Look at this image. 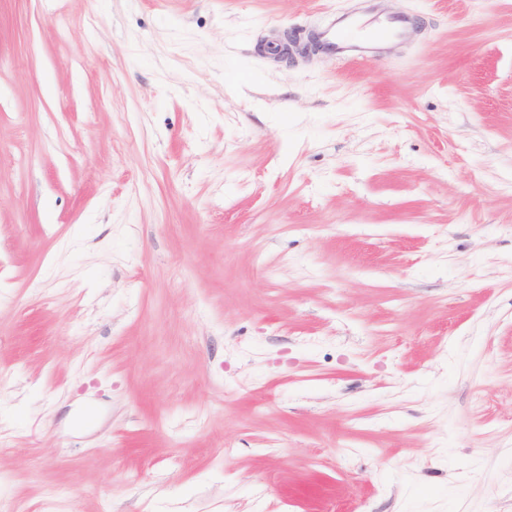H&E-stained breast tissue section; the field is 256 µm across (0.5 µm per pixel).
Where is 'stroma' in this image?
Listing matches in <instances>:
<instances>
[{
  "label": "stroma",
  "mask_w": 512,
  "mask_h": 512,
  "mask_svg": "<svg viewBox=\"0 0 512 512\" xmlns=\"http://www.w3.org/2000/svg\"><path fill=\"white\" fill-rule=\"evenodd\" d=\"M353 3L0 0L7 512H512V0ZM375 21L379 27L371 29L360 11L330 14L318 34L320 49L343 63L370 60L382 45L399 41L414 31V22L409 17H378Z\"/></svg>",
  "instance_id": "1"
}]
</instances>
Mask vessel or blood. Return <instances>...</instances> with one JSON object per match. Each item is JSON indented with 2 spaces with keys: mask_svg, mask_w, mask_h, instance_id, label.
<instances>
[{
  "mask_svg": "<svg viewBox=\"0 0 512 512\" xmlns=\"http://www.w3.org/2000/svg\"><path fill=\"white\" fill-rule=\"evenodd\" d=\"M377 23V28H369L364 14L356 10L330 14L319 33L320 48L344 63L364 61L376 56L382 45L414 31V22L408 17H381Z\"/></svg>",
  "mask_w": 512,
  "mask_h": 512,
  "instance_id": "1",
  "label": "vessel or blood"
}]
</instances>
